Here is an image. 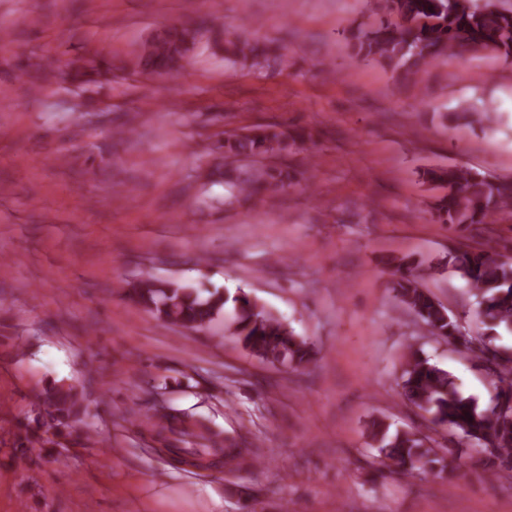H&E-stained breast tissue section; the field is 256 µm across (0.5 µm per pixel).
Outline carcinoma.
<instances>
[{
  "label": "carcinoma",
  "instance_id": "cac0c4a2",
  "mask_svg": "<svg viewBox=\"0 0 512 512\" xmlns=\"http://www.w3.org/2000/svg\"><path fill=\"white\" fill-rule=\"evenodd\" d=\"M393 18L378 29L357 36V54L368 61L386 65L404 80H411L441 56L458 50H486L506 59L512 58V10L497 8L488 2L479 7L472 0H391ZM216 18H200L169 27L154 35L143 48L133 53L128 66L135 72L159 74L180 65L203 39L214 32ZM224 57L234 63L262 67L269 61V49L240 36L224 39ZM112 70V59L98 54L79 73L92 81ZM456 117L470 126H483L494 118L493 111H475L459 107ZM267 126L220 140L215 150L220 162L215 174L227 176L229 183L248 200L285 186L282 172L259 167L244 174L233 167L242 155L282 154L301 139ZM425 181L445 190L436 197L433 210L438 221L452 229L487 224L501 210L512 207V181H488L477 171L448 165L428 169ZM450 263L477 301V315L489 330L512 331V264L500 259L499 252L486 247L459 252ZM401 304L421 321L434 336L450 345L470 348L473 337L464 333L458 319L415 280L402 275L394 285ZM128 296L147 307L166 325H179L193 331L204 330L217 317L232 309L227 325L230 335L250 353L295 367L309 363L314 356L310 343L288 324L268 314L245 294L224 293L218 289L203 295L196 288L176 281L141 279L127 289ZM491 404L480 407L476 398L456 387L448 372L430 362L420 350L408 347L401 376L404 401L431 416L434 424L458 437V446L472 448L484 468L493 476L512 470V359L491 369ZM34 415L16 424L13 451L24 456L36 446L56 443L73 436L72 423L79 419L82 406L71 386L55 384L30 394ZM367 435L388 465L402 471L427 474L445 467L450 448L438 452L413 430H390L376 418L367 427ZM207 439L195 448L173 446L176 455L198 463H210L218 455L228 456Z\"/></svg>",
  "mask_w": 512,
  "mask_h": 512
}]
</instances>
